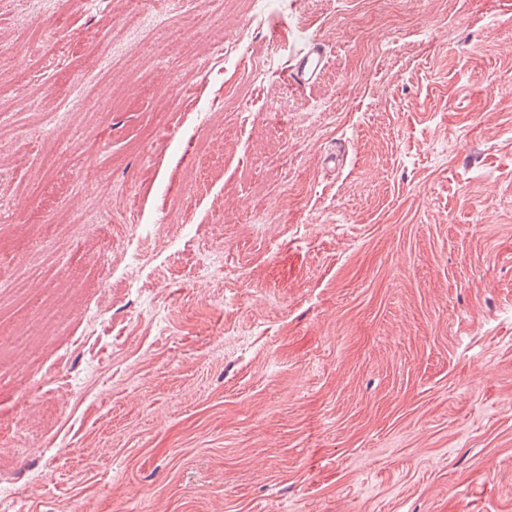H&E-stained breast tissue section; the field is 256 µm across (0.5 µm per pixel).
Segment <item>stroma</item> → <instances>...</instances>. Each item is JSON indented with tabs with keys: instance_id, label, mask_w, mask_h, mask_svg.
I'll return each instance as SVG.
<instances>
[{
	"instance_id": "1",
	"label": "stroma",
	"mask_w": 512,
	"mask_h": 512,
	"mask_svg": "<svg viewBox=\"0 0 512 512\" xmlns=\"http://www.w3.org/2000/svg\"><path fill=\"white\" fill-rule=\"evenodd\" d=\"M247 14L0 0V512H512V0ZM326 65V56L320 42L314 40L307 51H301L292 70L291 79L297 84L312 82Z\"/></svg>"
}]
</instances>
